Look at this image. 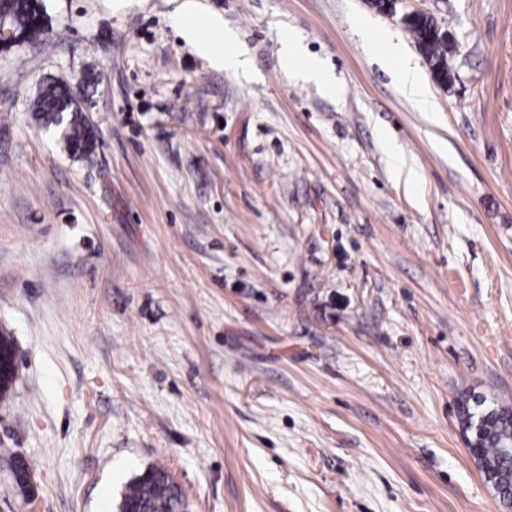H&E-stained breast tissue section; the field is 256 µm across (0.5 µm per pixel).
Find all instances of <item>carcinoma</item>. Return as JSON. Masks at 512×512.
Segmentation results:
<instances>
[{"label":"carcinoma","instance_id":"obj_1","mask_svg":"<svg viewBox=\"0 0 512 512\" xmlns=\"http://www.w3.org/2000/svg\"><path fill=\"white\" fill-rule=\"evenodd\" d=\"M14 34V41L3 48L32 43L46 32V11L42 0H0V25ZM415 47L424 57L436 79L452 85L455 72L451 60L455 52L453 34L434 16L418 14L404 20ZM77 83L72 79L48 78L39 83L33 106L36 121L54 130L72 157L93 160L97 134L79 100ZM458 421L467 435L471 454L507 508H512V407L471 403L464 397L458 405ZM15 482L30 486L29 465L17 456L10 459ZM118 512H188L181 488L168 472L156 465L144 467L127 485L118 504Z\"/></svg>","mask_w":512,"mask_h":512}]
</instances>
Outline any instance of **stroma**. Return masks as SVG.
Here are the masks:
<instances>
[{"instance_id":"stroma-1","label":"stroma","mask_w":512,"mask_h":512,"mask_svg":"<svg viewBox=\"0 0 512 512\" xmlns=\"http://www.w3.org/2000/svg\"><path fill=\"white\" fill-rule=\"evenodd\" d=\"M43 2L44 39L0 50V512H116L151 464L189 512H506L457 406H512V0H195L238 72L180 36L184 0ZM289 33L334 95L283 67ZM86 68L90 162L32 117ZM412 11L405 15H416L403 21L412 35L415 47L424 57L436 79L444 85H452L455 72L451 60L455 52L453 34L442 27L433 15ZM208 25L220 38V41L230 48L229 51L224 52V50L218 49L214 44V39L201 38L196 26L192 24H181L182 36L185 40L192 42L201 55L208 57L216 65L243 70L246 60L242 58L241 52L237 49L235 33L228 29L224 30V22L217 15L209 17ZM383 38L385 61L389 64L397 65L403 92L417 103L420 108L428 111L432 106V102L428 93V86L424 82L421 73L405 59L399 41H396L389 34H384Z\"/></svg>"}]
</instances>
